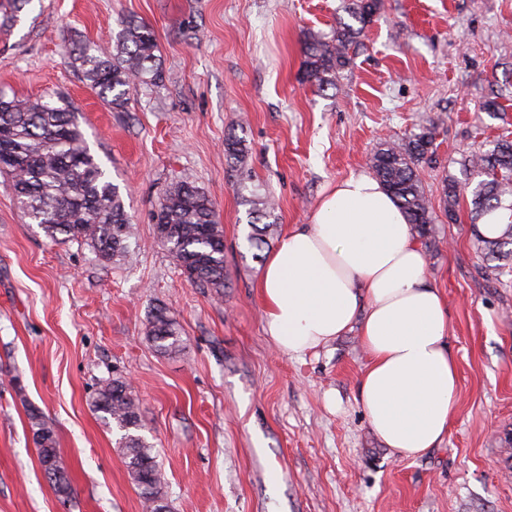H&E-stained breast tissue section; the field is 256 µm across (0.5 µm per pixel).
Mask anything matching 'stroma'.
Segmentation results:
<instances>
[{"mask_svg": "<svg viewBox=\"0 0 512 512\" xmlns=\"http://www.w3.org/2000/svg\"><path fill=\"white\" fill-rule=\"evenodd\" d=\"M341 14V0H31L0 32V94L69 102L133 225L114 265L48 238L0 176V512H143L120 434L91 406L116 375L134 385L171 512H512V273L477 250L470 194L453 222L442 200L445 177L465 178L463 156L512 138V0H384L319 91L302 79L304 38ZM125 18L154 30L163 80L116 112L68 50L112 46ZM492 88L505 92L493 117L478 107ZM429 122L426 281L448 302L459 410L439 447L402 459L359 401L357 333L302 358L266 335L245 199L273 197L279 231L308 223L379 143ZM230 133L247 141L244 167L224 156ZM180 181L209 196L224 229L223 296L188 283L156 237ZM158 307L180 325L179 352L146 338ZM33 408L55 430L69 500L38 459Z\"/></svg>", "mask_w": 512, "mask_h": 512, "instance_id": "obj_1", "label": "stroma"}]
</instances>
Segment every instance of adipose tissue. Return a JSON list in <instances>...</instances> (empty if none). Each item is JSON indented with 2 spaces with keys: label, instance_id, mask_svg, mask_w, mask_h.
I'll use <instances>...</instances> for the list:
<instances>
[{
  "label": "adipose tissue",
  "instance_id": "obj_1",
  "mask_svg": "<svg viewBox=\"0 0 512 512\" xmlns=\"http://www.w3.org/2000/svg\"><path fill=\"white\" fill-rule=\"evenodd\" d=\"M426 268L405 214L359 173L281 238L257 282L265 332L281 353L300 358L358 331L368 355L360 402L377 437L405 458L438 447L458 407L448 304Z\"/></svg>",
  "mask_w": 512,
  "mask_h": 512
}]
</instances>
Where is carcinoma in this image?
<instances>
[{
    "label": "carcinoma",
    "instance_id": "carcinoma-1",
    "mask_svg": "<svg viewBox=\"0 0 512 512\" xmlns=\"http://www.w3.org/2000/svg\"><path fill=\"white\" fill-rule=\"evenodd\" d=\"M384 8V0H342V11L330 33L310 32L305 37L303 79L323 90L336 86V74L351 62L350 50ZM153 29L142 21L127 19L112 48L76 46L73 63L97 94L115 108L123 107L139 84H157L163 71L158 63ZM436 125H422L400 141L385 142L367 165L395 198L408 223L421 236L430 234L432 207L417 168L435 156ZM224 155L235 165H245L246 140L236 134L224 138ZM474 187L471 220L477 225L512 197V139L500 138L494 147L464 160ZM0 173L11 178L12 191L23 214L41 226L53 241L58 236L91 244L99 256L114 264L129 252L132 223L119 189L102 163L91 152L75 113L67 104L49 99L31 101L0 95ZM465 187L454 178L443 179L444 210L456 219V207ZM156 223L167 226L160 243L176 259L187 280L199 287L224 292V230L216 223L209 196L189 182H177L164 193ZM250 244L262 248L274 224H251ZM478 248L493 269H512V222L500 234L487 238L474 232ZM148 340L162 353L182 350L184 341L176 319L157 308L149 319ZM95 411L123 431L122 448L132 482L139 490L145 512H169L167 491L157 455L139 434L140 406L129 382L115 377L105 383L92 401ZM33 441L45 469L60 477L53 481L58 495L68 499L71 485L66 465L56 448L53 428L40 412L30 411Z\"/></svg>",
    "mask_w": 512,
    "mask_h": 512
}]
</instances>
